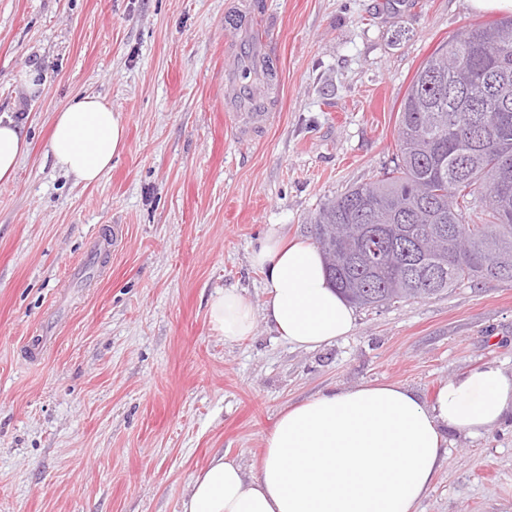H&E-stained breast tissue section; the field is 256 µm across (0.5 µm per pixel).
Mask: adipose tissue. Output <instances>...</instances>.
<instances>
[{"label": "adipose tissue", "mask_w": 512, "mask_h": 512, "mask_svg": "<svg viewBox=\"0 0 512 512\" xmlns=\"http://www.w3.org/2000/svg\"><path fill=\"white\" fill-rule=\"evenodd\" d=\"M121 113L84 95L58 112L49 143L56 166L92 183L125 147ZM28 151L23 128L0 120V181H10ZM265 275L262 310L234 288L209 302L212 327L225 340L267 321L289 345L317 349L349 335L353 307L330 285L312 243L289 242L269 227L251 253ZM512 413V374L486 365L440 387L422 403L400 384L331 390L285 408L265 440L261 467L214 456L180 512H417L441 467L448 432L477 435Z\"/></svg>", "instance_id": "1"}]
</instances>
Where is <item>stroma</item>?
Returning a JSON list of instances; mask_svg holds the SVG:
<instances>
[{
  "label": "stroma",
  "instance_id": "stroma-1",
  "mask_svg": "<svg viewBox=\"0 0 512 512\" xmlns=\"http://www.w3.org/2000/svg\"><path fill=\"white\" fill-rule=\"evenodd\" d=\"M0 0V113L32 148L0 183V512H179L218 454L246 474L282 410L398 383L421 401L487 364L512 374V281L360 308L354 331L298 349L258 321L228 342L208 301L267 298L250 255L269 225L309 238L319 206L395 154L421 63L492 13L466 0ZM269 40L270 123L236 132L224 98ZM37 67L35 95L18 81ZM106 98L127 142L97 183L48 155L76 95ZM39 348L30 358V348ZM419 512H512V417L449 433Z\"/></svg>",
  "mask_w": 512,
  "mask_h": 512
}]
</instances>
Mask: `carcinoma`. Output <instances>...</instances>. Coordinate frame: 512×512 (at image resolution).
Listing matches in <instances>:
<instances>
[{"label":"carcinoma","instance_id":"carcinoma-1","mask_svg":"<svg viewBox=\"0 0 512 512\" xmlns=\"http://www.w3.org/2000/svg\"><path fill=\"white\" fill-rule=\"evenodd\" d=\"M311 224L330 281L362 308L512 280V19L469 24L423 62L393 165Z\"/></svg>","mask_w":512,"mask_h":512}]
</instances>
